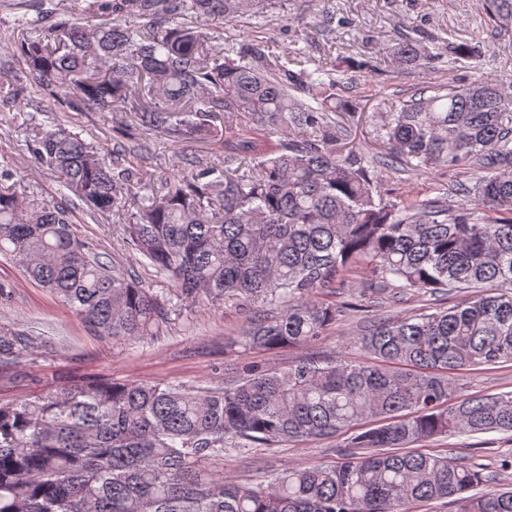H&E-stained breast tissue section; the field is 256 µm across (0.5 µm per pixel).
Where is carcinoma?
<instances>
[{
  "label": "carcinoma",
  "mask_w": 512,
  "mask_h": 512,
  "mask_svg": "<svg viewBox=\"0 0 512 512\" xmlns=\"http://www.w3.org/2000/svg\"><path fill=\"white\" fill-rule=\"evenodd\" d=\"M485 13L512 32V0H485ZM243 14H258L257 0H112V23L87 26L17 19L32 82L74 107H119L177 141L224 113V155L186 159L166 194L126 217L134 249L181 297L264 301L243 341L269 351L319 340L341 312L321 294L352 273L394 295L468 300L366 326L363 357L248 367L220 388L77 379L0 403V512H410L448 498L456 512H512V487L481 492L463 458L415 448L512 433V394L458 396L452 377L512 363V98L484 78L438 88L381 116L370 149H341L347 102L318 98L331 73L271 64L257 43L215 45L204 31ZM474 53L448 42L455 61ZM420 58L413 43L396 52L401 66ZM29 150L97 214L124 209L143 181L79 132L45 131ZM375 163L446 167L472 183L443 200L389 201ZM10 179L0 173V255L102 340L161 335L171 300L99 260L67 210L24 200ZM333 437L334 465L252 486L219 474L227 448Z\"/></svg>",
  "instance_id": "1"
}]
</instances>
